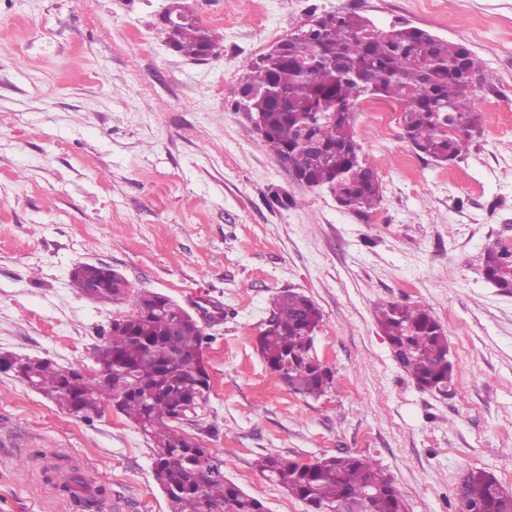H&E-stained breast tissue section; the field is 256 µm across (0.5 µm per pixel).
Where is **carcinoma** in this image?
Returning a JSON list of instances; mask_svg holds the SVG:
<instances>
[{
  "label": "carcinoma",
  "instance_id": "carcinoma-1",
  "mask_svg": "<svg viewBox=\"0 0 512 512\" xmlns=\"http://www.w3.org/2000/svg\"><path fill=\"white\" fill-rule=\"evenodd\" d=\"M175 33L177 52L199 59L216 49L212 33L199 26L189 7ZM301 27L283 52L263 53L253 61L237 90L236 108L261 114V137L269 149L306 179L323 182L348 210L364 215L382 200L375 169L361 154L354 130V111L363 89L402 107L403 139L419 156L450 163L468 149L480 132L474 108L479 90L461 82V44L440 41L417 27L368 25L362 16L337 12L336 21L315 35ZM483 275L500 292L512 294V245L497 244L483 257ZM81 293L96 285L94 300L127 303L131 315L109 327L94 353L97 369L87 376L79 367L58 368L52 362L26 358L32 387L56 400L71 414L88 419L104 402L117 410L151 441L154 476L170 512H267L257 497L226 478L209 449L176 430L188 409H207L211 377L203 359L207 336L200 326L182 323L178 303L151 291L133 292L121 275L83 263L73 273ZM382 331L396 344L401 366L423 388L454 389L448 361V337L439 320L422 305L389 302L377 314ZM322 314L307 295L288 291L272 299V316L258 336L259 352L288 388L304 397L326 395L334 373L308 362ZM256 469L310 512H324L345 500L366 501L365 512H405L406 505L390 478L369 458L352 454L311 461L264 454ZM89 480L69 477L64 492L86 509L98 503L83 496ZM457 498L478 512H512V494L497 477L471 470L457 488Z\"/></svg>",
  "mask_w": 512,
  "mask_h": 512
}]
</instances>
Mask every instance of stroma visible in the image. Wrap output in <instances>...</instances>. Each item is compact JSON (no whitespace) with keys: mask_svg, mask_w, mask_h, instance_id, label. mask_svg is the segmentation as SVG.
Segmentation results:
<instances>
[{"mask_svg":"<svg viewBox=\"0 0 512 512\" xmlns=\"http://www.w3.org/2000/svg\"><path fill=\"white\" fill-rule=\"evenodd\" d=\"M216 57L173 51L167 0H0V352L93 367L127 305L75 288L83 263L119 271L220 316L205 326L208 411L181 424L268 512H308L265 479L258 457L373 460L406 512H458L480 468L512 492V295L482 274L512 241V0H187ZM348 11L427 30L471 49L493 86L475 102L482 132L460 160L414 157L400 122L355 134L383 189L367 216L297 183L234 108L250 61L312 15ZM319 307L316 351L335 386L294 394L257 337L272 298ZM430 309L448 336L454 395L420 389L395 360L377 311ZM101 488L99 512H169L150 442L112 405L83 419L0 372V512H78L69 471Z\"/></svg>","mask_w":512,"mask_h":512,"instance_id":"1","label":"stroma"}]
</instances>
